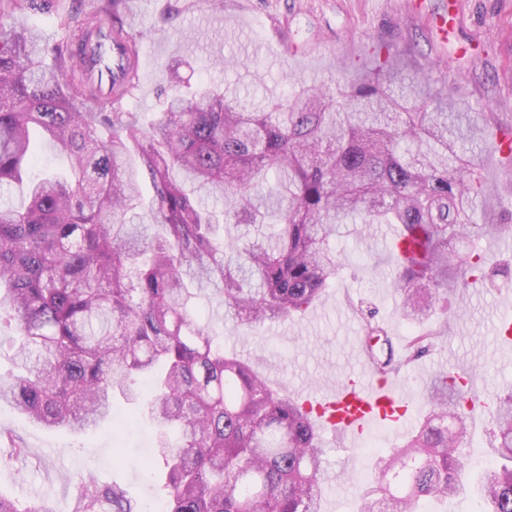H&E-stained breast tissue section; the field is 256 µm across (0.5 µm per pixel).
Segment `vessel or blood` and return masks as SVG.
Returning <instances> with one entry per match:
<instances>
[{
	"label": "vessel or blood",
	"instance_id": "1",
	"mask_svg": "<svg viewBox=\"0 0 512 512\" xmlns=\"http://www.w3.org/2000/svg\"><path fill=\"white\" fill-rule=\"evenodd\" d=\"M76 55L83 70L109 83L125 79L130 45L123 36L111 35L109 23L102 22ZM357 359V372L344 376L335 392L303 399L304 407L314 412L325 431L341 434L352 443L375 428L398 429L409 417L398 382L374 372L373 358L366 348L358 349Z\"/></svg>",
	"mask_w": 512,
	"mask_h": 512
}]
</instances>
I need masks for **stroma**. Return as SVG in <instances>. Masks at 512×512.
<instances>
[{
    "instance_id": "stroma-1",
    "label": "stroma",
    "mask_w": 512,
    "mask_h": 512,
    "mask_svg": "<svg viewBox=\"0 0 512 512\" xmlns=\"http://www.w3.org/2000/svg\"><path fill=\"white\" fill-rule=\"evenodd\" d=\"M123 0V25L138 46V82L121 101L127 112L159 118L170 69L184 85L196 87L223 62L228 89H247L262 104L288 96L294 82L333 85L342 74L378 73L391 66L432 73V97L449 98L460 112L477 114L490 144L480 159L487 195L477 212L489 224H512V159L494 146L496 134L512 128V0H456L457 16L448 35L428 22V13L446 0ZM394 238L384 225L359 224L335 241L343 266L322 299L304 315L256 327L236 320L208 298L198 301L226 353L238 356L288 395L325 394L350 364L349 352L364 329L359 309L376 311L393 344L405 345L411 326L399 314L390 258ZM461 252L492 259L486 281L467 282L448 300V335L397 374L415 418L427 404L423 388L430 368L463 365L477 379L482 397L512 387V344L496 333L503 313H512V233L493 232L464 239ZM0 431L21 442L16 457L0 447V492L21 504H46L51 512H73V478L93 471L115 481L141 507L157 501L164 465L157 455L158 431L143 404L122 409L83 433L46 430L12 406L0 403ZM466 465L477 479L495 460L487 411L475 407L469 423ZM327 474L323 512H358L361 475L374 457L400 443L390 429L372 430L357 445L326 437Z\"/></svg>"
}]
</instances>
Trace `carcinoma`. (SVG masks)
Here are the masks:
<instances>
[{
	"label": "carcinoma",
	"mask_w": 512,
	"mask_h": 512,
	"mask_svg": "<svg viewBox=\"0 0 512 512\" xmlns=\"http://www.w3.org/2000/svg\"><path fill=\"white\" fill-rule=\"evenodd\" d=\"M63 0H0V329L14 370L0 402L46 429L84 432L114 414V398L148 396L160 436L165 512H321L324 448L301 404L243 360L224 354L195 301L213 288L244 326L303 315L339 274L338 225L397 226L410 257L392 250L399 310L420 320L448 310L466 276L489 259L462 254L480 224L484 131L467 112L428 101L430 80L361 74L336 89L298 83L283 102L251 106L210 82L166 98L161 118L95 112L98 89L69 90L72 56L13 22ZM68 168L31 178L35 138ZM150 188L149 213L140 211ZM231 224L236 234H223ZM439 329L409 337L399 370L427 353ZM468 392L445 372L406 443L375 464L361 512H419L467 480ZM499 460L483 471L481 512H512V390L487 403ZM74 512H141L92 471Z\"/></svg>",
	"instance_id": "cac0c4a2"
}]
</instances>
